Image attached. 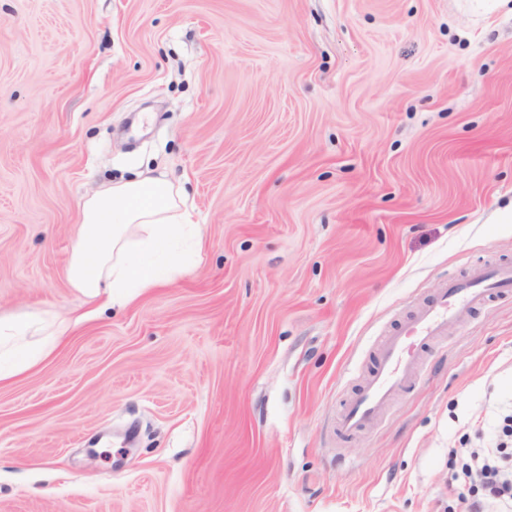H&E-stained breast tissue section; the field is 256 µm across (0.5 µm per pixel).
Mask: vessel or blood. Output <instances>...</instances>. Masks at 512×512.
<instances>
[{"mask_svg":"<svg viewBox=\"0 0 512 512\" xmlns=\"http://www.w3.org/2000/svg\"><path fill=\"white\" fill-rule=\"evenodd\" d=\"M510 290L512 266L478 269L466 279L449 281L417 307L396 332L382 338L373 371L337 417L338 431L350 437L378 423L398 390L416 377L422 351L447 336L463 314Z\"/></svg>","mask_w":512,"mask_h":512,"instance_id":"obj_1","label":"vessel or blood"}]
</instances>
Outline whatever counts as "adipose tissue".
Instances as JSON below:
<instances>
[{"label": "adipose tissue", "mask_w": 512, "mask_h": 512, "mask_svg": "<svg viewBox=\"0 0 512 512\" xmlns=\"http://www.w3.org/2000/svg\"><path fill=\"white\" fill-rule=\"evenodd\" d=\"M66 277L72 288L124 306L144 290L186 274L200 228L163 176L116 182L86 198ZM77 319L55 312L0 315V383L35 368L72 335Z\"/></svg>", "instance_id": "adipose-tissue-1"}]
</instances>
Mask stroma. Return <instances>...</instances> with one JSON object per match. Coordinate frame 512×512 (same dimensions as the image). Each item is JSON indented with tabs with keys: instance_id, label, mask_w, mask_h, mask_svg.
I'll use <instances>...</instances> for the list:
<instances>
[{
	"instance_id": "obj_1",
	"label": "stroma",
	"mask_w": 512,
	"mask_h": 512,
	"mask_svg": "<svg viewBox=\"0 0 512 512\" xmlns=\"http://www.w3.org/2000/svg\"><path fill=\"white\" fill-rule=\"evenodd\" d=\"M166 174L185 275L71 288L79 202ZM512 264V14L475 0H0V314L80 317L0 384V512H448L512 399V294L336 418L449 278Z\"/></svg>"
}]
</instances>
